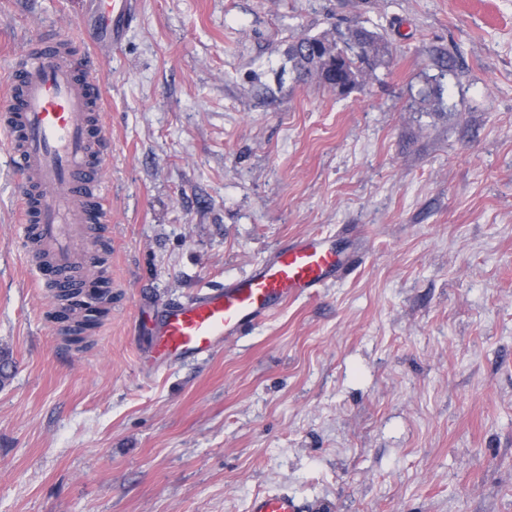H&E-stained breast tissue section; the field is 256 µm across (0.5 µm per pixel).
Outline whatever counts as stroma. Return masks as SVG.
Segmentation results:
<instances>
[{"instance_id": "1", "label": "stroma", "mask_w": 512, "mask_h": 512, "mask_svg": "<svg viewBox=\"0 0 512 512\" xmlns=\"http://www.w3.org/2000/svg\"><path fill=\"white\" fill-rule=\"evenodd\" d=\"M102 147L112 303L84 342L21 245L0 130V512H512V0H132ZM95 0H0V80ZM362 25L344 95L293 37ZM337 236L349 269L178 366L147 318ZM248 512H302V507L296 498L286 491L265 492L251 499Z\"/></svg>"}]
</instances>
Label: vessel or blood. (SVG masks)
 Returning a JSON list of instances; mask_svg holds the SVG:
<instances>
[{
  "instance_id": "vessel-or-blood-1",
  "label": "vessel or blood",
  "mask_w": 512,
  "mask_h": 512,
  "mask_svg": "<svg viewBox=\"0 0 512 512\" xmlns=\"http://www.w3.org/2000/svg\"><path fill=\"white\" fill-rule=\"evenodd\" d=\"M131 0H96L87 28L94 41L126 21ZM83 45L68 30L50 28L29 43L0 86V129L6 131L20 175V222L41 282L80 288L99 261L89 248L90 225L100 223L95 194L106 139L102 85ZM347 269L334 245L319 234L296 239L248 274L184 302L157 308L149 321L151 364L174 366L220 349L226 340L276 312L288 300L325 287ZM248 512H302L288 492L255 495Z\"/></svg>"
}]
</instances>
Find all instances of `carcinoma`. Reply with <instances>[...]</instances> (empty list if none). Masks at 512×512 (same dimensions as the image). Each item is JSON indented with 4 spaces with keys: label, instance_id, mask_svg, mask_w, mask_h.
<instances>
[{
    "label": "carcinoma",
    "instance_id": "cac0c4a2",
    "mask_svg": "<svg viewBox=\"0 0 512 512\" xmlns=\"http://www.w3.org/2000/svg\"><path fill=\"white\" fill-rule=\"evenodd\" d=\"M377 34L363 26H357L346 35L330 33L302 35L288 44V60L300 80L315 77L323 85L336 89L339 85L348 90L359 89L370 79L377 78L376 62L384 55ZM99 288L90 295L94 303L77 300L82 289L74 288L57 295L62 302L56 315L58 320H72L74 334H81L96 327L107 313V304L112 302V291L104 271H99Z\"/></svg>",
    "mask_w": 512,
    "mask_h": 512
}]
</instances>
